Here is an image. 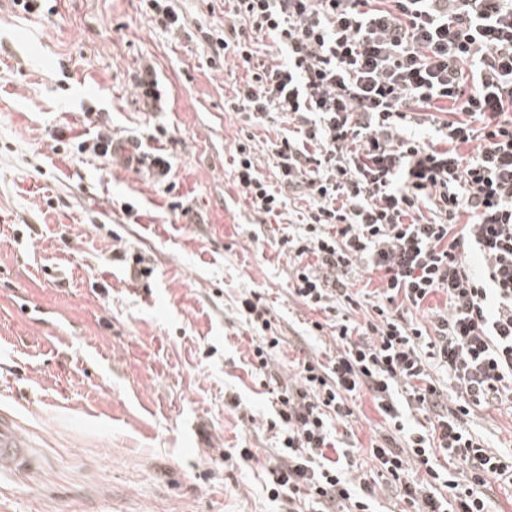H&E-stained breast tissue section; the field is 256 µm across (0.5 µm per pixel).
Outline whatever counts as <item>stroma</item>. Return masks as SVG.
<instances>
[{"label":"stroma","instance_id":"1","mask_svg":"<svg viewBox=\"0 0 512 512\" xmlns=\"http://www.w3.org/2000/svg\"><path fill=\"white\" fill-rule=\"evenodd\" d=\"M179 36L142 0H57L53 15L0 0V412L34 450L33 471L0 477V512H283L262 488L275 453L272 399L249 362L239 300L266 299L285 338L288 377L302 353L335 352L327 316L289 292L288 247L235 187L234 147L257 165L281 115L248 122L224 101L247 72L212 63L199 27L223 29L224 0H171ZM152 61L170 96L147 111L133 77ZM97 129L170 151L169 185L147 172L53 152L51 134ZM154 272L136 280L120 254ZM356 458L385 429L369 392L351 403ZM494 446L512 448V403L479 410ZM252 449L247 463L225 453Z\"/></svg>","mask_w":512,"mask_h":512}]
</instances>
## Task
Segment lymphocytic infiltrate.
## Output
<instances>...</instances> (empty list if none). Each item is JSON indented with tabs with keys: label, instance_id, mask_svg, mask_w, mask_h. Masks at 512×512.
Here are the masks:
<instances>
[{
	"label": "lymphocytic infiltrate",
	"instance_id": "obj_1",
	"mask_svg": "<svg viewBox=\"0 0 512 512\" xmlns=\"http://www.w3.org/2000/svg\"><path fill=\"white\" fill-rule=\"evenodd\" d=\"M227 2L246 30L205 39L214 59L233 54L248 77L225 108L289 122L271 144L276 184L248 137L235 146L234 184L267 220L282 216L286 191L308 199L284 238L290 293L337 313L357 304L346 281L357 263L381 275L365 323H334L335 357L298 360L286 382L270 366L282 338L269 308L259 293L242 297L258 336L251 365L278 415L269 499L288 512H374L377 486L352 477L353 447L332 428L366 391L387 424L366 453L409 512H492L485 489L512 484V449L491 447L473 418L512 401V0ZM427 123L425 141L414 129ZM77 149L148 164L160 180L172 168L161 152L118 157L106 132ZM437 293L445 309L418 322L414 311ZM414 411L428 426H409Z\"/></svg>",
	"mask_w": 512,
	"mask_h": 512
}]
</instances>
